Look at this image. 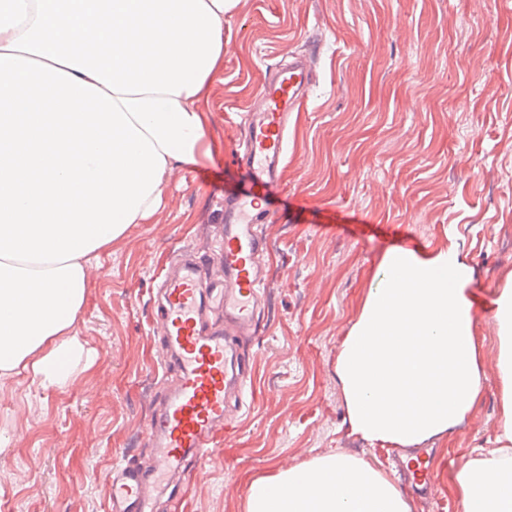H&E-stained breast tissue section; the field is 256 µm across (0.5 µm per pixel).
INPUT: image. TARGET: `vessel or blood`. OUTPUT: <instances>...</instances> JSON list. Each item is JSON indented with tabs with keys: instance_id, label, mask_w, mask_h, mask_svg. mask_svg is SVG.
Listing matches in <instances>:
<instances>
[{
	"instance_id": "b4317fda",
	"label": "vessel or blood",
	"mask_w": 512,
	"mask_h": 512,
	"mask_svg": "<svg viewBox=\"0 0 512 512\" xmlns=\"http://www.w3.org/2000/svg\"><path fill=\"white\" fill-rule=\"evenodd\" d=\"M314 58L309 51L279 67L241 115L245 175L224 193L219 274L203 278L200 261L189 258L163 283L157 325L169 379L147 429L154 457L146 467L126 460L113 466L104 512H153L154 496L184 478L188 461L214 459L230 400L247 391L235 344L258 331L265 250L256 224L270 215V202L280 190L288 115L299 110L316 82ZM406 469L420 489L433 487L426 453H416Z\"/></svg>"
}]
</instances>
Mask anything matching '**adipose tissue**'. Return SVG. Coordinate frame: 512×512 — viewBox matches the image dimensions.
<instances>
[{"label":"adipose tissue","mask_w":512,"mask_h":512,"mask_svg":"<svg viewBox=\"0 0 512 512\" xmlns=\"http://www.w3.org/2000/svg\"><path fill=\"white\" fill-rule=\"evenodd\" d=\"M236 0H0V375L70 380L87 262L158 211L166 177L215 149L209 102ZM469 267L388 249L336 362L347 420L414 447L481 399ZM499 331L497 448L454 477L461 512H512V282ZM245 512H410L392 479L336 453L254 481Z\"/></svg>","instance_id":"1"}]
</instances>
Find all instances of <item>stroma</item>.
Segmentation results:
<instances>
[{"label": "stroma", "instance_id": "stroma-1", "mask_svg": "<svg viewBox=\"0 0 512 512\" xmlns=\"http://www.w3.org/2000/svg\"><path fill=\"white\" fill-rule=\"evenodd\" d=\"M318 45V80L288 125L281 206L257 232L271 261L246 398L220 460L191 468L184 512H245L250 484L332 453L389 471L393 451L354 433L336 373L341 343L393 246L457 252L478 299L483 396L427 440L435 493L410 512H459L452 479L496 445L498 327L489 307L512 275V0H239L224 16V70L210 100L221 149L167 180L145 224L89 263L75 333L95 354L62 387L0 377V512H104L105 475L150 462L164 396L153 340L156 278L181 254L221 263V183L243 112L282 54Z\"/></svg>", "mask_w": 512, "mask_h": 512}]
</instances>
